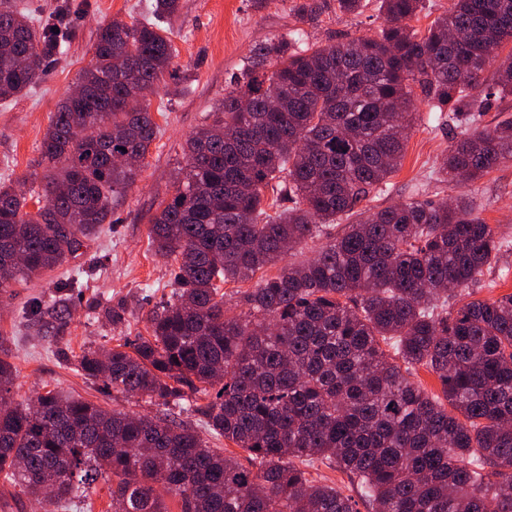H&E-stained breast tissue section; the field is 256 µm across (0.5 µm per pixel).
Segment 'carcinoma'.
Here are the masks:
<instances>
[{
  "label": "carcinoma",
  "mask_w": 512,
  "mask_h": 512,
  "mask_svg": "<svg viewBox=\"0 0 512 512\" xmlns=\"http://www.w3.org/2000/svg\"><path fill=\"white\" fill-rule=\"evenodd\" d=\"M422 2L380 0L375 38L253 50L212 122L186 141V172L152 219L151 244L174 257L175 301L146 313L150 336L79 359L91 382L186 402L246 456L209 447L168 414L110 412L54 391L23 408L9 397L14 365L0 357V475L41 512H91L103 469L112 512H168L162 488L180 512H354L297 460L352 475L374 512H512V294L448 312L505 241L466 195L358 209L401 165L415 90L429 120L446 111L466 129L491 98L512 96V57L484 79L512 42V0H453L420 33L409 20ZM179 9L154 0L155 20L98 28L44 133L36 213L0 183V294L63 265L110 223L138 176L118 158L145 157L157 135L146 94L170 72L161 20ZM64 44L0 0V99L29 91ZM505 159L512 119L450 145L438 180L474 182ZM353 215L313 259L283 265L226 316L220 284L251 280ZM420 366L442 396L411 378Z\"/></svg>",
  "instance_id": "carcinoma-1"
}]
</instances>
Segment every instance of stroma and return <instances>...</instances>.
<instances>
[{"label":"stroma","instance_id":"stroma-1","mask_svg":"<svg viewBox=\"0 0 512 512\" xmlns=\"http://www.w3.org/2000/svg\"><path fill=\"white\" fill-rule=\"evenodd\" d=\"M303 0H180V12L170 26L178 50L173 74L164 76L150 94L159 135L135 183L112 208L110 222L96 236L83 239L70 259L81 267L86 286L72 293L64 269L12 284L0 295V336L15 366L13 396L27 405L35 396L55 390L85 399L108 410L156 414L157 404L130 398L100 383L86 381L76 370L87 349L111 348L119 340L146 335L144 315L168 300L173 285L170 258L155 252L149 239L152 218L174 192L186 165L183 145L202 124L211 121L224 98L231 76L260 44L287 38L299 30L305 45L336 43L377 36L384 24L378 0H368L362 14L340 12L336 0H315L314 20L301 19ZM34 17L64 20L67 53L50 62L28 93L0 100V182L26 184L35 191L45 162L41 143L49 123L80 71L90 62L96 32L103 22L145 18L152 0H19ZM419 118L408 134L400 169L386 187L375 190L361 206L378 210L410 199L449 201L474 192L478 215L495 225L499 236L512 241V162L492 169L474 183L438 181L436 170L456 127L434 125L429 106L418 101ZM475 299H495L512 293V251L485 270L471 287ZM46 309V326L32 324L33 302ZM121 306L126 321L112 324L103 305Z\"/></svg>","mask_w":512,"mask_h":512}]
</instances>
